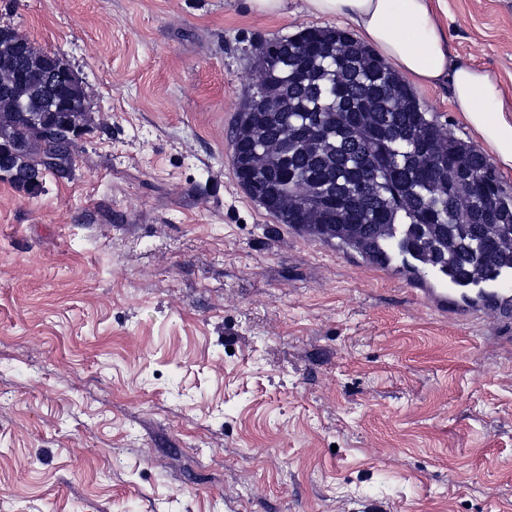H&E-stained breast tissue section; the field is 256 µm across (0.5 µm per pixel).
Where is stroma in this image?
<instances>
[{
	"mask_svg": "<svg viewBox=\"0 0 512 512\" xmlns=\"http://www.w3.org/2000/svg\"><path fill=\"white\" fill-rule=\"evenodd\" d=\"M512 102V0H447ZM95 118L70 177L0 183V512H512V309L427 303L239 186L245 0H0ZM435 120L481 144L447 86Z\"/></svg>",
	"mask_w": 512,
	"mask_h": 512,
	"instance_id": "1",
	"label": "stroma"
}]
</instances>
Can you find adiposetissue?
<instances>
[{
    "label": "adipose tissue",
    "mask_w": 512,
    "mask_h": 512,
    "mask_svg": "<svg viewBox=\"0 0 512 512\" xmlns=\"http://www.w3.org/2000/svg\"><path fill=\"white\" fill-rule=\"evenodd\" d=\"M443 0H305L320 18L352 22L379 57L420 85H448L454 111L512 168V121L505 116L499 76L450 62L448 37L438 14Z\"/></svg>",
    "instance_id": "1"
}]
</instances>
